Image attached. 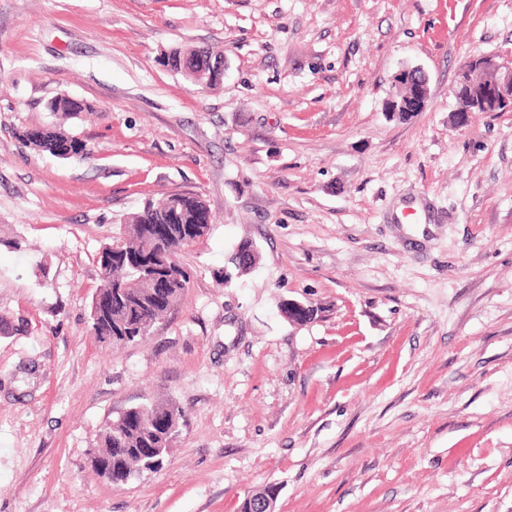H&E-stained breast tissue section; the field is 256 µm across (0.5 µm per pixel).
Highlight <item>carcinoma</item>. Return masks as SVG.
I'll return each instance as SVG.
<instances>
[{
    "label": "carcinoma",
    "mask_w": 512,
    "mask_h": 512,
    "mask_svg": "<svg viewBox=\"0 0 512 512\" xmlns=\"http://www.w3.org/2000/svg\"><path fill=\"white\" fill-rule=\"evenodd\" d=\"M169 70L178 73L190 68L198 74L200 83L208 88L220 86L224 76L213 73L206 66V49L200 50L174 47L164 54ZM86 105L78 100L56 98L49 103L52 112H82ZM16 138L26 147L38 152L58 156L64 151L84 159L90 155L87 144L78 138L69 137L54 128L22 129ZM187 200L192 206L186 215L185 223L169 224L164 212L166 199L149 201L138 212L131 214L121 225L119 236L99 252V266L102 285L96 296L104 298L119 288L116 279L125 283L124 303L112 311V320L98 318L91 329L100 340L112 335L119 337L123 344L136 343L147 336L142 326L156 323L165 313L173 310L180 301L187 285L181 284L169 291L159 301L150 299V288L139 277H151L157 273L152 264L145 261L155 249L154 239L142 228L144 224H163L165 230L178 249L192 244L203 237L210 219L203 200L190 195ZM182 410L168 400L131 407L119 414L98 435L95 448L103 462L111 465L110 482L121 484L141 471L148 461L154 462L155 469L161 468L156 461L154 449L162 447L168 431L181 425Z\"/></svg>",
    "instance_id": "obj_1"
}]
</instances>
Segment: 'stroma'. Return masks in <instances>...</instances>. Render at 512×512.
Here are the masks:
<instances>
[{
	"mask_svg": "<svg viewBox=\"0 0 512 512\" xmlns=\"http://www.w3.org/2000/svg\"><path fill=\"white\" fill-rule=\"evenodd\" d=\"M173 46L223 49V83ZM480 55L512 56V0H0V512H239L270 485L276 512H512V111L453 120ZM404 67L430 97L402 120ZM173 192L211 214L187 288L106 346L98 253ZM157 399L185 415L162 469L110 483L99 433ZM207 48H199L198 56V49L174 47L164 54V60H167L169 70L179 73L184 68H190L196 71L200 83L206 85L207 88H215L223 83L224 76L218 73L214 74L213 70L206 66ZM16 138L26 147L53 156H58L63 151H70L81 159L90 155L83 140L69 137L54 128L22 129L16 132Z\"/></svg>",
	"mask_w": 512,
	"mask_h": 512,
	"instance_id": "35a3bbf8",
	"label": "stroma"
}]
</instances>
